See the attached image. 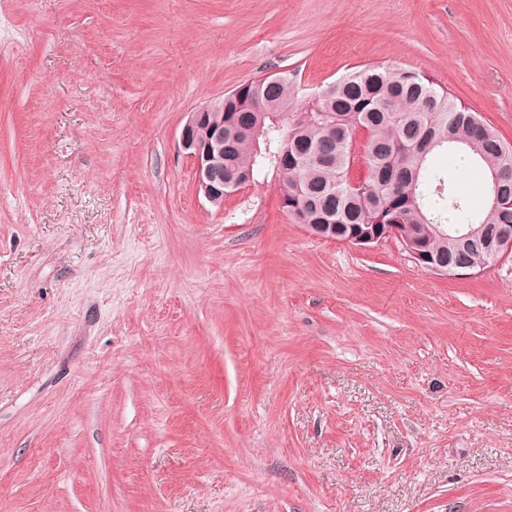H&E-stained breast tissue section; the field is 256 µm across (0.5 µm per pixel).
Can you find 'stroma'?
Returning <instances> with one entry per match:
<instances>
[{
    "instance_id": "stroma-1",
    "label": "stroma",
    "mask_w": 512,
    "mask_h": 512,
    "mask_svg": "<svg viewBox=\"0 0 512 512\" xmlns=\"http://www.w3.org/2000/svg\"><path fill=\"white\" fill-rule=\"evenodd\" d=\"M423 72L512 144V0H0V512H512V256L198 196L190 112Z\"/></svg>"
}]
</instances>
